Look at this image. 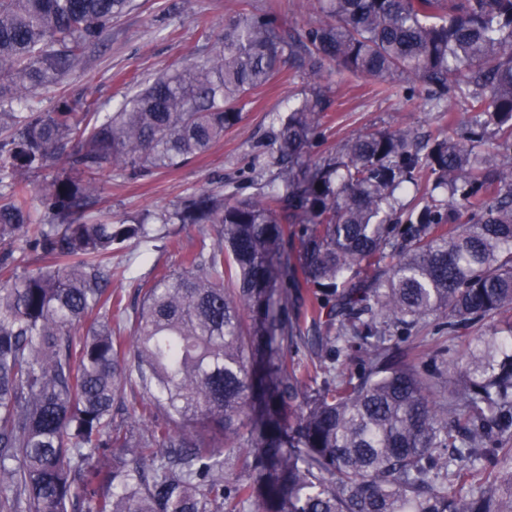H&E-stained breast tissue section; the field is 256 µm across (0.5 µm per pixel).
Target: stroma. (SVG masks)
<instances>
[{
	"instance_id": "35a3bbf8",
	"label": "stroma",
	"mask_w": 512,
	"mask_h": 512,
	"mask_svg": "<svg viewBox=\"0 0 512 512\" xmlns=\"http://www.w3.org/2000/svg\"><path fill=\"white\" fill-rule=\"evenodd\" d=\"M272 12L287 33H301L318 16V0H135V7L112 27L96 47L86 65L69 78L65 90L40 91L34 103L42 110L52 109L60 97L81 103L95 100L113 111L136 89L137 84L171 66L209 52L211 40L222 34L224 22L241 11ZM320 87L330 107L324 137L314 143L310 158L340 149L350 137L369 131L406 126L418 135H438L462 130V113L432 112L421 95L409 94L405 83L381 92L374 82L353 76L338 77L327 70L311 77L289 66H282L273 81L258 90L245 103L243 120L225 133L205 155L177 169H160L145 174H113L94 209L102 218L120 219L141 211L174 209L190 193L247 180L259 147L266 139L273 117L290 98ZM112 261L126 270V277L112 283L122 296L127 314L140 305L136 292L139 281L155 269L179 267L174 251H154L129 241L118 249ZM465 337H452L433 328L404 337L402 349L416 362H428L439 347H450L457 355L466 352Z\"/></svg>"
}]
</instances>
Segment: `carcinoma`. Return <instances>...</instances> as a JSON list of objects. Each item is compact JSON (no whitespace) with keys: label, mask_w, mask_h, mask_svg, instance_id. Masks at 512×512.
I'll use <instances>...</instances> for the list:
<instances>
[{"label":"carcinoma","mask_w":512,"mask_h":512,"mask_svg":"<svg viewBox=\"0 0 512 512\" xmlns=\"http://www.w3.org/2000/svg\"><path fill=\"white\" fill-rule=\"evenodd\" d=\"M132 7L0 0V512H512V0H320L288 38L240 12L114 112L30 102ZM287 54L403 81L468 129L424 151L409 128L361 133L311 161L314 90L273 118L254 192L90 218L104 174L205 154ZM163 224L216 238L141 281L125 319L113 246L165 249ZM431 320L488 329L466 360L417 365L398 340Z\"/></svg>","instance_id":"obj_1"}]
</instances>
